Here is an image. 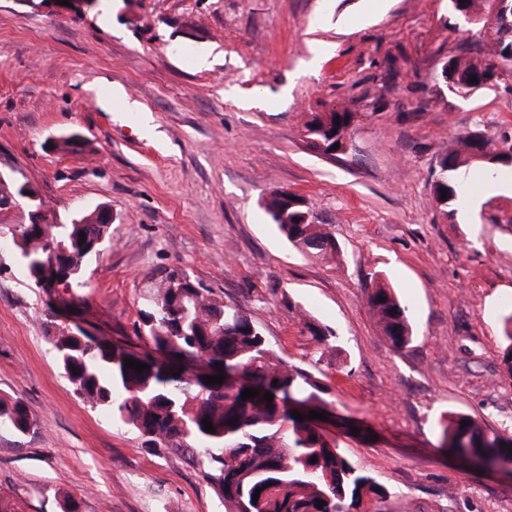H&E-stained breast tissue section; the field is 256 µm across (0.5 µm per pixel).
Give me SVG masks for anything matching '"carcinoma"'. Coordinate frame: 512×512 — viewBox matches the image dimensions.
<instances>
[{
    "label": "carcinoma",
    "mask_w": 512,
    "mask_h": 512,
    "mask_svg": "<svg viewBox=\"0 0 512 512\" xmlns=\"http://www.w3.org/2000/svg\"><path fill=\"white\" fill-rule=\"evenodd\" d=\"M450 13L467 19L479 17L490 9L489 0H448ZM474 37L484 51L456 53L448 63L457 78L448 82V92L466 98L485 89L484 76L492 71L498 78L512 77V27L483 31L475 28ZM477 77V82L469 78ZM355 113L348 110L313 112L303 124L307 147L322 156L332 154L331 147L353 127ZM486 149L493 167L504 163L494 153L495 145L477 134L454 141L438 159L445 173L433 185V196L443 213L451 217L450 206L461 199L459 174L475 163V149ZM448 197L441 200V190ZM269 221L299 251L324 259L337 252L336 242L304 197L285 196L275 190L264 200ZM109 224H0V234L12 242L21 238L30 246L20 252L25 275L33 288L46 289L40 279L45 274L43 260L60 253L59 268L50 272L65 280L69 305L81 300L77 295L85 287L83 264L92 255L95 238L110 239ZM85 242H80V235ZM172 270L149 285L150 303L141 312L135 335L146 336L155 351L167 359L156 360L125 348L121 341L99 342L71 325L55 321L54 313L45 314L46 334L52 338L60 367L74 394L93 408L112 414L133 428L142 438V446L155 450L167 448L196 461L219 500L235 512H381L378 504L388 497L386 488L358 470L334 441L319 432L309 411L324 412L328 402L325 386L304 368L279 357L262 330L238 306L219 301L209 290L199 293L191 288H173ZM385 301H379V297ZM367 305L377 318L392 346L401 351L413 340L408 307L383 279L367 289ZM505 333L501 344V363L512 379V312L504 317ZM305 327L316 340L333 346L335 332L311 321ZM133 358L150 366L140 373L124 367V359ZM205 358L227 371L235 369L253 380L262 394L241 400L243 388L233 390L216 383L205 385L200 379L185 377L186 361ZM78 374H73V371ZM179 376H174V373ZM277 385H272V382ZM273 394V401L263 394ZM303 415L297 420L291 411ZM208 420L214 432L204 430ZM467 421L469 425L462 426ZM25 434L34 427L26 405L13 398L0 397V424ZM512 446L507 432L489 433L475 418L453 413L440 421L438 449L449 455L472 454L488 461L508 458ZM316 462H311V457ZM381 491H376V488ZM261 489L253 501L255 489ZM324 501L323 508L317 500Z\"/></svg>",
    "instance_id": "carcinoma-1"
}]
</instances>
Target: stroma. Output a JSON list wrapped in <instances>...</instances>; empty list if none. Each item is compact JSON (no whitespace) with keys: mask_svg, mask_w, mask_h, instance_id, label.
Wrapping results in <instances>:
<instances>
[{"mask_svg":"<svg viewBox=\"0 0 512 512\" xmlns=\"http://www.w3.org/2000/svg\"><path fill=\"white\" fill-rule=\"evenodd\" d=\"M448 0H102L58 15L0 0V172L61 221L105 206L112 238L88 259L85 316L135 342L146 276L184 270L238 305L284 360L328 389L326 428L389 492L386 512H512V479L438 450L448 412L512 433L502 372L512 311V191L433 200L454 139L512 137V81L467 99L433 75L470 44ZM355 112L345 153L312 152L308 115ZM78 132L84 152L48 148ZM304 196L338 251L322 260L268 223L266 194ZM382 272L415 339L395 350L367 303ZM46 297L0 239V396L36 420L0 426L12 512H226L199 466L75 396L49 341ZM329 326L338 349L305 319Z\"/></svg>","mask_w":512,"mask_h":512,"instance_id":"1","label":"stroma"}]
</instances>
